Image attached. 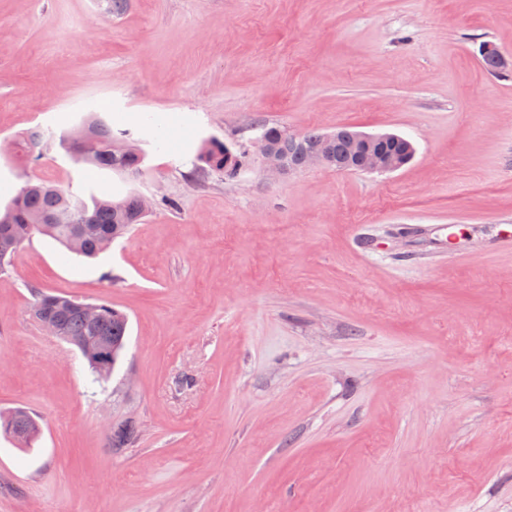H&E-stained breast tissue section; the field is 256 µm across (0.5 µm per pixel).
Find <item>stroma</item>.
Segmentation results:
<instances>
[{"mask_svg":"<svg viewBox=\"0 0 512 512\" xmlns=\"http://www.w3.org/2000/svg\"><path fill=\"white\" fill-rule=\"evenodd\" d=\"M484 42L512 57V0H0V140L93 106L147 152L133 182L0 157V209L34 177L154 202L97 259L37 235L0 273V411L42 425L0 434V512H512V75ZM263 123L416 155L193 176ZM38 290L127 314L106 380ZM226 158V164L230 161H234V167H236V159L233 156L231 146L225 145L223 142L212 140L204 142L194 159V172L199 173L201 170L211 171L213 173H224L225 176L230 177V174L236 171L224 168V159ZM7 425L8 430L5 428ZM0 431L10 437H21L22 448H31L41 436V425L37 416L28 408L18 406L8 411L0 413ZM138 436V428L132 421H125L113 426L108 437L111 448H129Z\"/></svg>","mask_w":512,"mask_h":512,"instance_id":"1","label":"stroma"}]
</instances>
